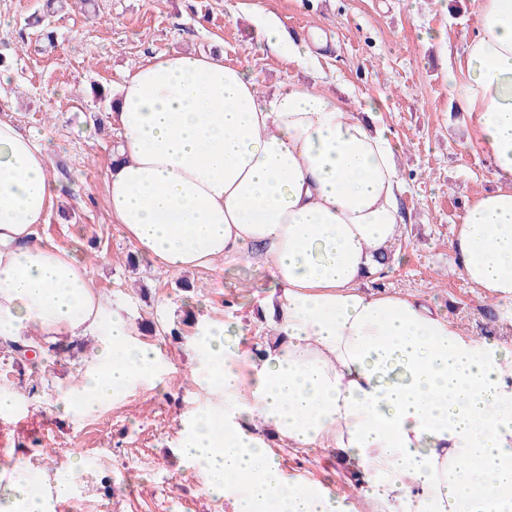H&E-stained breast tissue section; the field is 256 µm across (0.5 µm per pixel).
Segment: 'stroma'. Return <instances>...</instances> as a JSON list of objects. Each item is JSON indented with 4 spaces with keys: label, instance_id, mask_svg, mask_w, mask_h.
Segmentation results:
<instances>
[{
    "label": "stroma",
    "instance_id": "35a3bbf8",
    "mask_svg": "<svg viewBox=\"0 0 512 512\" xmlns=\"http://www.w3.org/2000/svg\"><path fill=\"white\" fill-rule=\"evenodd\" d=\"M41 0H0V120L50 144L49 167L63 186L38 233L89 264L93 283L158 351L155 375L107 404L64 414L59 403L77 385L99 339L79 338L63 356L18 357L0 338V391L17 406L1 416L0 498L15 462H29L39 491L50 489L82 459L81 483L48 512H232L209 493L202 475L181 455L183 414L216 405L196 386L207 372L193 352L196 327L220 319L251 345L272 330L259 301L272 289L264 265L219 261L176 274L155 268L113 224L105 184L120 137L106 120L109 99L139 63L172 51L219 53L249 66L263 95L301 81L352 109L376 103L378 122L401 145L406 220L394 246L398 260L369 281L373 291L431 300L472 335L512 339L494 302H478L455 264L450 243L464 211L494 189L492 166L456 114L445 74L478 29L473 0H94L89 19L80 0L47 16L54 45L39 41L26 19ZM277 18L296 39L318 33L322 55L300 66L258 49L256 12ZM445 33L447 42L437 40ZM189 288L177 287L178 279ZM165 322L179 336L147 332ZM289 477L341 488L343 466L328 448H288L267 435Z\"/></svg>",
    "mask_w": 512,
    "mask_h": 512
}]
</instances>
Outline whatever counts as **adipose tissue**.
<instances>
[{
    "instance_id": "ef3b65f1",
    "label": "adipose tissue",
    "mask_w": 512,
    "mask_h": 512,
    "mask_svg": "<svg viewBox=\"0 0 512 512\" xmlns=\"http://www.w3.org/2000/svg\"><path fill=\"white\" fill-rule=\"evenodd\" d=\"M474 2L479 28L448 83L497 187L468 205L451 248L512 323V0ZM256 43L301 66L322 46L262 13ZM110 118L122 142L106 192L128 240L177 272L246 255L275 284L259 347L213 319L196 333L208 364L198 387L224 408L182 419V453L212 494L233 512H512V345L366 286L404 222L400 145L386 129L308 85L265 97L248 66L177 51L128 74ZM49 151L0 121V336H98L62 397L77 412L150 375L156 354L85 263L38 237L62 190ZM268 432L335 451L353 496L285 479Z\"/></svg>"
}]
</instances>
